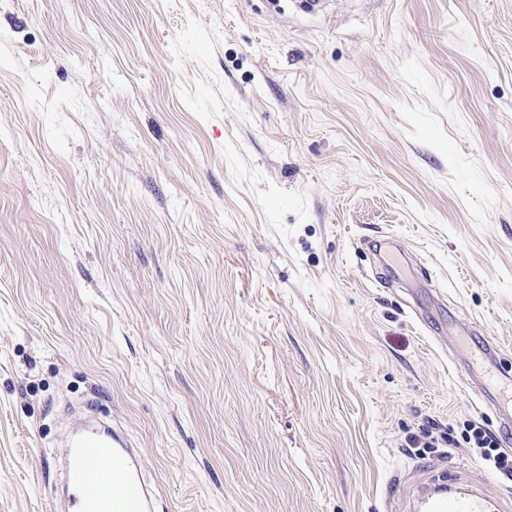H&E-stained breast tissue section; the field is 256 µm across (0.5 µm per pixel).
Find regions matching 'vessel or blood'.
Wrapping results in <instances>:
<instances>
[{
  "label": "vessel or blood",
  "mask_w": 512,
  "mask_h": 512,
  "mask_svg": "<svg viewBox=\"0 0 512 512\" xmlns=\"http://www.w3.org/2000/svg\"><path fill=\"white\" fill-rule=\"evenodd\" d=\"M133 446L119 433L90 427L68 445L64 469L71 484L66 512H154L149 484L134 462ZM485 495L442 487L428 494L424 512H491Z\"/></svg>",
  "instance_id": "1"
}]
</instances>
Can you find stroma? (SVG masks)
<instances>
[{"instance_id":"1","label":"stroma","mask_w":512,"mask_h":512,"mask_svg":"<svg viewBox=\"0 0 512 512\" xmlns=\"http://www.w3.org/2000/svg\"><path fill=\"white\" fill-rule=\"evenodd\" d=\"M465 324L512 374V0H0V512L87 407L165 512H512ZM463 440L470 448H477L480 459L488 467L506 477H512V455L498 451L499 440L494 434L475 422H469L465 425ZM426 512H491L494 503L484 494L459 490L454 484L446 483L428 494L421 501Z\"/></svg>"}]
</instances>
